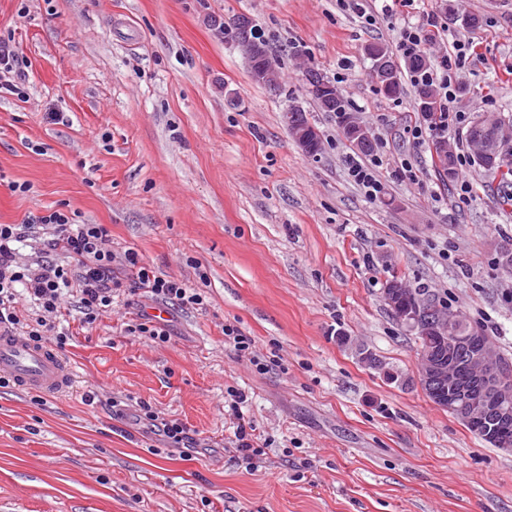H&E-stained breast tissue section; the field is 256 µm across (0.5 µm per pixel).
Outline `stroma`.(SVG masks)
Instances as JSON below:
<instances>
[{
    "instance_id": "stroma-1",
    "label": "stroma",
    "mask_w": 512,
    "mask_h": 512,
    "mask_svg": "<svg viewBox=\"0 0 512 512\" xmlns=\"http://www.w3.org/2000/svg\"><path fill=\"white\" fill-rule=\"evenodd\" d=\"M360 3L375 26L336 0H0V36L27 61L26 99L0 93V224L68 205L106 225L114 253L206 295L196 310L128 290L90 325L65 295L69 390L0 387V512H512V453L429 399L415 334L385 301L395 277L425 289L512 360V202L465 123L448 131L458 163L444 177L434 139L404 132L422 120L413 84L386 98L368 55L434 14L447 30L424 48L430 65L453 39L476 44L456 72L459 110L510 116L512 0ZM238 13L278 59V87L214 37L211 18ZM309 66L389 156L377 197L350 179L362 155L310 95ZM290 105L320 130L317 156L291 137ZM145 316L169 342L135 332ZM228 321L268 373L225 345ZM230 387L263 444L254 469L225 448ZM142 401L197 451L136 422Z\"/></svg>"
}]
</instances>
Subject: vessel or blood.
<instances>
[{
  "label": "vessel or blood",
  "mask_w": 512,
  "mask_h": 512,
  "mask_svg": "<svg viewBox=\"0 0 512 512\" xmlns=\"http://www.w3.org/2000/svg\"><path fill=\"white\" fill-rule=\"evenodd\" d=\"M0 377L43 394L63 390L68 373L63 358L50 346H38L19 333L0 328Z\"/></svg>",
  "instance_id": "obj_1"
}]
</instances>
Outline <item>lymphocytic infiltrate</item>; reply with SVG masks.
Instances as JSON below:
<instances>
[{"label":"lymphocytic infiltrate","mask_w":512,"mask_h":512,"mask_svg":"<svg viewBox=\"0 0 512 512\" xmlns=\"http://www.w3.org/2000/svg\"><path fill=\"white\" fill-rule=\"evenodd\" d=\"M452 47L453 54L443 56L439 65L412 72L410 76L411 83L435 85L440 100L439 111L426 125L408 126L407 132L415 144H424L430 137L447 133L461 119L454 109L453 75L465 62L473 43L459 39ZM40 226L53 229L51 239L44 242L46 259L34 267L19 264L18 243ZM110 237L105 225L80 223L77 212L61 208L28 216L20 224H0V325L15 330L22 326L15 309V288L19 285L25 287L44 313L35 327L30 328V340L42 341L51 328L47 316H60V297L66 288L76 289L84 321L93 323L100 311L111 307L113 293L122 286L112 269L118 260L127 267L135 289L186 308L203 304L200 289L158 274L135 251L116 255L108 247Z\"/></svg>","instance_id":"1"}]
</instances>
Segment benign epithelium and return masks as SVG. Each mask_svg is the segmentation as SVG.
<instances>
[{"label": "benign epithelium", "mask_w": 512, "mask_h": 512, "mask_svg": "<svg viewBox=\"0 0 512 512\" xmlns=\"http://www.w3.org/2000/svg\"><path fill=\"white\" fill-rule=\"evenodd\" d=\"M254 20L246 14L217 19L213 27L231 33L247 56L271 61L270 53L252 37ZM309 88L322 95L323 108L336 111V86L317 72L305 73ZM479 135L474 149L491 166L512 162V133L500 126L497 116L479 118ZM398 320L413 330L441 341L448 353H421L420 381L429 398L443 409L455 410V416L475 429L488 443L512 450L499 429L512 424V375L502 371L490 353L486 336L478 331L461 335L453 329L454 311H436L423 317L422 304L402 310Z\"/></svg>", "instance_id": "obj_1"}]
</instances>
